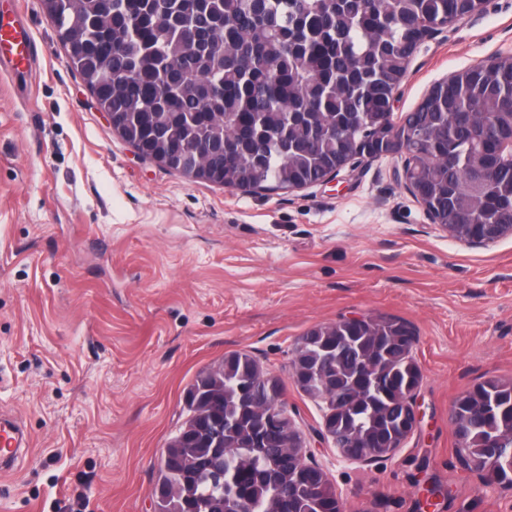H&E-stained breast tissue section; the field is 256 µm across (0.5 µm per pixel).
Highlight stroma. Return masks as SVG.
Returning <instances> with one entry per match:
<instances>
[{
	"label": "stroma",
	"mask_w": 512,
	"mask_h": 512,
	"mask_svg": "<svg viewBox=\"0 0 512 512\" xmlns=\"http://www.w3.org/2000/svg\"><path fill=\"white\" fill-rule=\"evenodd\" d=\"M20 11L37 80L0 75V413L35 445L0 475V512H153L160 462L198 373L245 352L280 379L307 451L346 512H512V491L457 465L452 402L512 380V235L484 247L431 224L396 177L401 153L338 181L244 193L138 154L70 69L42 0ZM512 55V0H488L417 49L395 110L443 77ZM352 316L411 327L421 427L388 460L348 465L296 385L308 329Z\"/></svg>",
	"instance_id": "stroma-1"
}]
</instances>
